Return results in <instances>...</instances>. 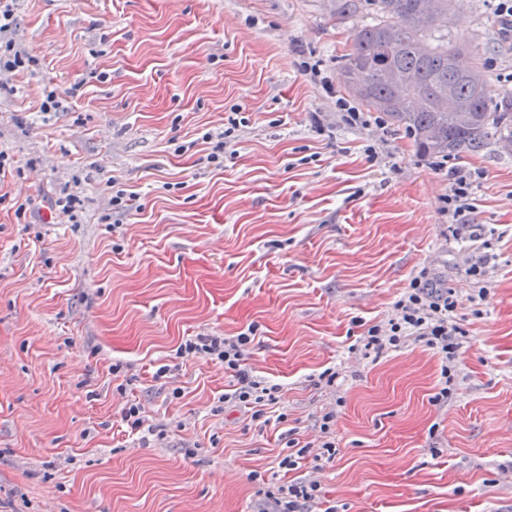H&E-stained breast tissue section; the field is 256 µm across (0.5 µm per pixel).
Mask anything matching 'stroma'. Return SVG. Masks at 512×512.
I'll list each match as a JSON object with an SVG mask.
<instances>
[{
  "label": "stroma",
  "mask_w": 512,
  "mask_h": 512,
  "mask_svg": "<svg viewBox=\"0 0 512 512\" xmlns=\"http://www.w3.org/2000/svg\"><path fill=\"white\" fill-rule=\"evenodd\" d=\"M334 7L14 0L10 37L40 64L0 90L20 168L0 180V512H261L265 489L309 479L308 512H512V154L455 159L485 174L471 240L448 217L447 164L384 114L343 124L342 57L372 10L340 23ZM464 13L449 43L512 90L496 0ZM51 86L76 89L67 111L41 112ZM236 108L208 162L205 133ZM114 181L139 206L109 227ZM66 193L84 201L74 223L50 206ZM423 271L464 299L447 384L422 342L364 347ZM251 326L247 363L285 422L221 403L222 364L171 365L189 337ZM131 399L148 439L125 431ZM292 440L310 455L289 472Z\"/></svg>",
  "instance_id": "obj_1"
}]
</instances>
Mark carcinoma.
Returning <instances> with one entry per match:
<instances>
[{"instance_id": "1", "label": "carcinoma", "mask_w": 512, "mask_h": 512, "mask_svg": "<svg viewBox=\"0 0 512 512\" xmlns=\"http://www.w3.org/2000/svg\"><path fill=\"white\" fill-rule=\"evenodd\" d=\"M376 18L354 30L349 53L342 59L347 79L366 85L359 97L367 108L381 112L414 137L417 151L428 156L476 154L490 147L503 153L512 144V90L483 80L481 91L452 69L448 55L457 47L448 45L433 15L458 6L461 0H372ZM362 0H336V20L357 12ZM389 66L414 72L420 81L413 87L390 84L379 70ZM453 85L457 98L474 101L476 111L466 120L455 117L438 103L444 88Z\"/></svg>"}]
</instances>
